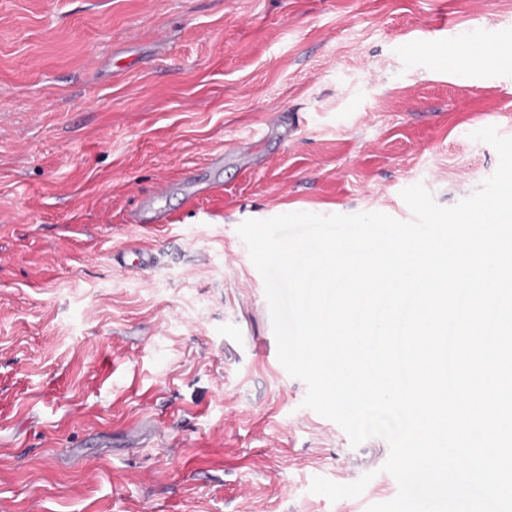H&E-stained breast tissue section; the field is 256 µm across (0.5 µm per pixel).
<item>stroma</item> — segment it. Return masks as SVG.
I'll return each instance as SVG.
<instances>
[{
  "label": "stroma",
  "instance_id": "stroma-1",
  "mask_svg": "<svg viewBox=\"0 0 512 512\" xmlns=\"http://www.w3.org/2000/svg\"><path fill=\"white\" fill-rule=\"evenodd\" d=\"M488 26L512 35V0H0V512L393 499L387 442L304 407L237 227L473 194L498 156L471 132L512 136ZM133 241L155 268L113 266ZM367 472L355 498L310 490Z\"/></svg>",
  "mask_w": 512,
  "mask_h": 512
}]
</instances>
